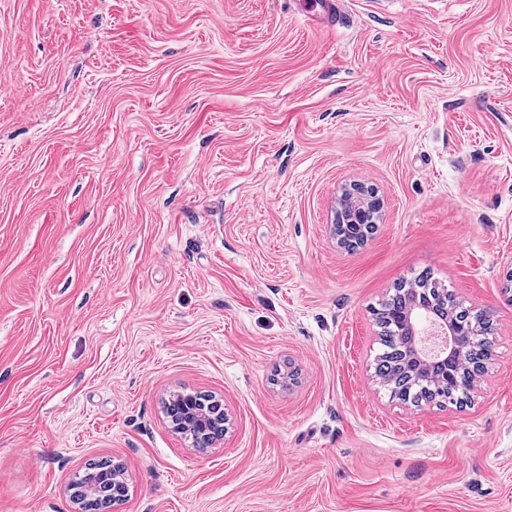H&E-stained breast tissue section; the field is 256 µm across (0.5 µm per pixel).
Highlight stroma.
Wrapping results in <instances>:
<instances>
[{
	"mask_svg": "<svg viewBox=\"0 0 512 512\" xmlns=\"http://www.w3.org/2000/svg\"><path fill=\"white\" fill-rule=\"evenodd\" d=\"M314 3L0 0V512L110 458L116 512H512V0ZM426 273L493 321L460 407L374 375ZM354 204L360 205L362 213L357 216V221L365 224H336L339 233L343 236L345 244L354 246L364 241V238L376 224L379 219V211L368 201H355ZM355 221V222H357Z\"/></svg>",
	"mask_w": 512,
	"mask_h": 512,
	"instance_id": "35a3bbf8",
	"label": "stroma"
}]
</instances>
